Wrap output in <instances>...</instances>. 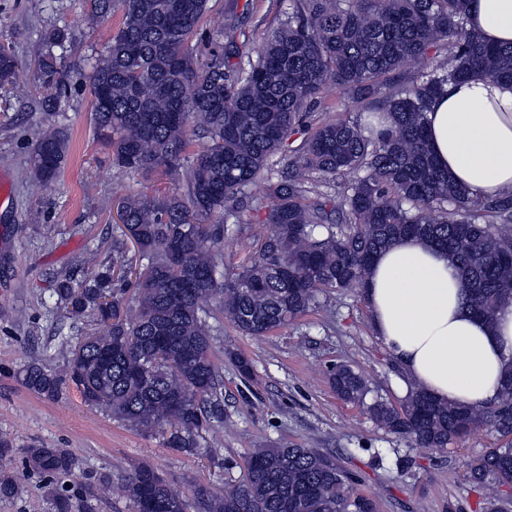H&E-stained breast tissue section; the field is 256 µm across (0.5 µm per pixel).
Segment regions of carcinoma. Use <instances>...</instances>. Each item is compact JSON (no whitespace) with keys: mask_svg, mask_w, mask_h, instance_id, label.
Listing matches in <instances>:
<instances>
[{"mask_svg":"<svg viewBox=\"0 0 512 512\" xmlns=\"http://www.w3.org/2000/svg\"><path fill=\"white\" fill-rule=\"evenodd\" d=\"M210 0H87L103 19L121 4L108 45L92 62L97 99L92 123L125 173L170 176L183 169V191L137 193L122 199L121 232L130 256L115 245L112 270L55 289L57 302L100 331L77 343L61 369L30 363L24 384L47 398L69 385L84 402L128 425L152 432L169 425L172 448H203L202 432L224 422L223 382L207 319L219 313L242 335L263 337L319 303L327 290L363 287L379 250L416 236L448 252L468 288L470 309L491 324L512 305V194L473 198L448 179L429 150L427 112L450 83L472 75L512 82V46H489L467 27L469 0H292V11L256 53L224 30L198 62L191 37ZM70 34L48 29L34 48L43 102L58 109L67 93L63 50ZM451 45L446 56L430 55ZM428 61L419 79L398 83L404 66ZM16 57L0 45V90L14 85ZM342 90L358 105L359 121H326L307 131L304 112ZM206 142L196 146L197 137ZM66 136L44 135L30 158L31 173L54 181L65 163ZM285 166L277 171L270 159ZM343 202L320 187L358 174ZM269 185L256 251L239 266L224 262V238L249 236L255 216L246 189ZM473 204L450 214L448 200ZM140 266L132 301L125 277ZM330 382L338 398L361 403L364 377L339 364ZM372 418L419 447L447 449L485 428L512 434V368L491 402L442 403L412 388L399 404L377 400ZM41 474L51 512H95L100 485L66 494L75 460L67 448L19 449ZM242 483L193 497L171 487L148 464L122 482L136 512H376L373 499L353 495L349 476L312 448L271 445L246 457ZM512 470V444L492 448L469 471L481 485ZM13 473L0 465V498L16 496ZM483 512H512L492 490Z\"/></svg>","mask_w":512,"mask_h":512,"instance_id":"cac0c4a2","label":"carcinoma"}]
</instances>
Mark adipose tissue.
Segmentation results:
<instances>
[{"instance_id": "obj_1", "label": "adipose tissue", "mask_w": 512, "mask_h": 512, "mask_svg": "<svg viewBox=\"0 0 512 512\" xmlns=\"http://www.w3.org/2000/svg\"><path fill=\"white\" fill-rule=\"evenodd\" d=\"M467 26L512 44V0H470ZM430 146L449 179L480 197L512 192V83L448 84L427 114ZM363 294L371 325L419 388L443 402L483 405L512 367V306L487 323L445 251L414 237L380 250Z\"/></svg>"}]
</instances>
